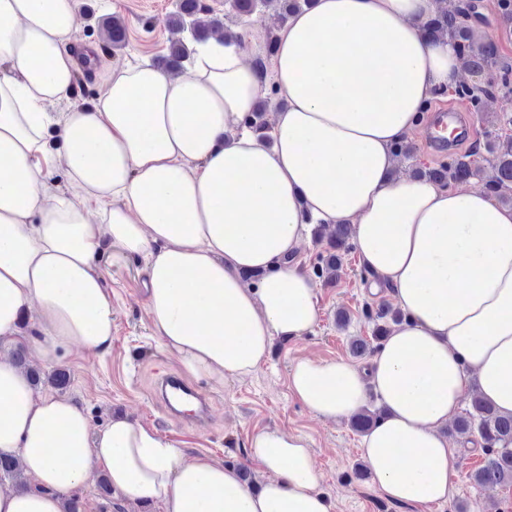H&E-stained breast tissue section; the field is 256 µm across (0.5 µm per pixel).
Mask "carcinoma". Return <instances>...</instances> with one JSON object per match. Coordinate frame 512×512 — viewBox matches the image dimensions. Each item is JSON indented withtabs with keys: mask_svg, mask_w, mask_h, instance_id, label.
<instances>
[{
	"mask_svg": "<svg viewBox=\"0 0 512 512\" xmlns=\"http://www.w3.org/2000/svg\"><path fill=\"white\" fill-rule=\"evenodd\" d=\"M311 0H232V7L240 20H245L260 7L279 6L281 21L310 5ZM474 6L471 0H459L458 5L448 10L441 8L424 23L427 32L434 36L446 37L454 42L463 70L474 80L463 81L452 89L439 90L438 96H446L465 104L477 116H483L488 99L500 97L505 106L495 116L493 125L497 130L486 135L484 144H471L465 151L448 157V162L437 167L411 169L412 174L441 186H452L468 182L480 172L478 158L486 151L494 159L495 175L486 181L485 189L498 198L501 191L512 188V86L506 79L512 76V60L503 56L498 46L476 35L475 21L472 20ZM166 25L177 38L170 41L168 53L159 60V65L171 70H183L193 60L196 47L206 44L218 33L224 38L241 42V37L224 30L223 22L212 16L200 0H178L176 9L166 20ZM189 34V39L182 34ZM271 102L263 100L257 109L250 113L241 128L258 137L271 140V127L266 115ZM348 224H319L313 231L318 244L325 245L320 255L321 266L317 275L327 283L337 281L338 272L345 256L350 252ZM364 316L373 323L371 340L357 339L352 343V353L364 356L377 351L389 335L392 326L405 320L401 310L385 303L377 308H365ZM383 417V412L364 409L350 419L352 428L360 433L368 432ZM455 432L461 436L478 435L485 454L483 464L477 468L472 480L479 487L512 485V415L502 416L480 396H475L471 409L458 417ZM11 478L19 487L26 485L22 472L15 459L0 455V479Z\"/></svg>",
	"mask_w": 512,
	"mask_h": 512,
	"instance_id": "obj_1",
	"label": "carcinoma"
}]
</instances>
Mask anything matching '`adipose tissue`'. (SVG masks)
Wrapping results in <instances>:
<instances>
[{"instance_id":"1","label":"adipose tissue","mask_w":512,"mask_h":512,"mask_svg":"<svg viewBox=\"0 0 512 512\" xmlns=\"http://www.w3.org/2000/svg\"><path fill=\"white\" fill-rule=\"evenodd\" d=\"M438 6L314 0L293 14L273 58L285 106L265 141L237 131L266 80L235 42L212 38L182 74L124 66L95 103L72 106L79 0H0V338L18 335L30 311L41 361L107 347L98 258L108 242L144 258L154 335L182 369L241 380L275 340L317 321L315 283L286 263L309 224L352 225L362 265L409 321L367 368L298 359L290 393L330 420L377 395L384 416L362 448L379 489L405 505L446 501L455 458L442 428L469 384L512 415V207L396 173L393 144L435 91L463 79L454 43L424 31ZM254 271L262 277L248 283ZM0 453L36 483L0 489V512H63L98 464L126 501L162 512H331L301 436L253 437L249 460L264 476L254 488L129 418L92 431L5 357Z\"/></svg>"}]
</instances>
